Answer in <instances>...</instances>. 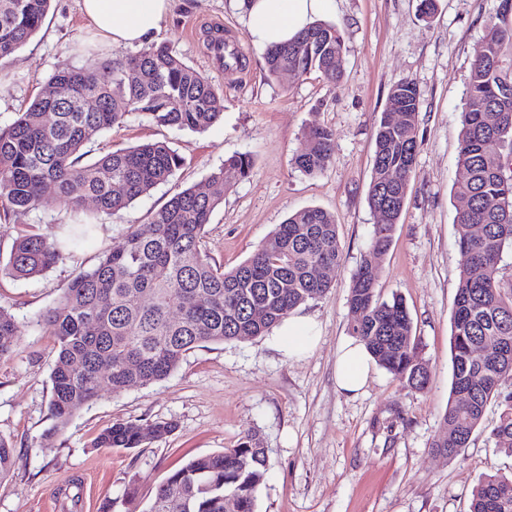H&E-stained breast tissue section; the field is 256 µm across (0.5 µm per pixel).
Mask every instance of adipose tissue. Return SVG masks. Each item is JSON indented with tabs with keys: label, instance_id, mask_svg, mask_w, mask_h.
<instances>
[{
	"label": "adipose tissue",
	"instance_id": "1",
	"mask_svg": "<svg viewBox=\"0 0 512 512\" xmlns=\"http://www.w3.org/2000/svg\"><path fill=\"white\" fill-rule=\"evenodd\" d=\"M88 26L107 44L143 45L158 31L174 0H78ZM333 0H245L251 39L270 47L288 42L327 11ZM371 356L360 341L346 344L336 361V384L354 392L367 381Z\"/></svg>",
	"mask_w": 512,
	"mask_h": 512
}]
</instances>
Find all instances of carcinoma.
Masks as SVG:
<instances>
[{
	"label": "carcinoma",
	"mask_w": 512,
	"mask_h": 512,
	"mask_svg": "<svg viewBox=\"0 0 512 512\" xmlns=\"http://www.w3.org/2000/svg\"><path fill=\"white\" fill-rule=\"evenodd\" d=\"M51 0H0V61L11 57L40 29ZM343 38L336 25L318 21L295 39L266 48L264 79L286 71L319 72L337 83L343 76ZM512 25L489 21L475 60L461 112L455 192L458 285L452 316L451 395L442 421L445 431L430 447L448 458L467 447L480 428L487 404L503 406L490 430L494 447L512 455V277L504 275L512 256ZM130 70L138 80H127ZM39 95L8 126L0 127V215L35 209L45 184L55 186L70 222L55 233L19 238L0 265L16 279L43 275L87 237L98 215L116 216L180 169L183 158L165 142L109 152L94 161L87 145L132 113L156 125L203 132L224 112V93L166 44L150 43L133 55L91 59L58 68ZM421 92L408 78L392 84L387 104L404 108L400 126L380 122L367 200L381 214L370 258L352 275L348 305L355 313L350 333L397 380L423 391L429 367L417 360L410 313L397 295L383 300L372 264L383 258L403 211L409 175L421 147L417 110ZM93 99L97 110L85 112ZM296 168L316 176L334 151L332 133L313 127ZM254 161L248 153L224 160L210 174L207 190L194 185L171 196L145 224L132 226L122 242L100 252L94 264L78 268L54 307L37 323L55 337L57 357L50 380L52 432L67 429L77 408L92 404L107 388L121 393L167 379L184 357L203 344H224L263 336L302 305L323 297L331 286L314 267L336 271L342 257L334 214L308 207L278 225L244 263L226 270L205 245V227L224 202L230 176L242 180ZM123 190H112V184ZM96 208L86 209V200ZM179 308L178 316L171 314ZM254 307L265 315L256 320ZM22 325L0 307V358L13 355ZM170 420L116 421L95 437L97 448H138L171 436ZM14 465L12 444L0 436V479ZM267 474V449L256 434L233 448L190 460L157 489L143 512H257V495ZM470 512H512V477L486 476L472 491Z\"/></svg>",
	"instance_id": "1"
}]
</instances>
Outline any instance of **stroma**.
<instances>
[{"label": "stroma", "mask_w": 512, "mask_h": 512, "mask_svg": "<svg viewBox=\"0 0 512 512\" xmlns=\"http://www.w3.org/2000/svg\"><path fill=\"white\" fill-rule=\"evenodd\" d=\"M501 0H438L430 20L419 0H334L325 14L344 39V77L319 73L269 82L263 46L247 32L242 0H174L152 42L173 47L224 93L221 120L205 132L159 127L138 114L104 132L96 153L165 141L184 160L164 184L118 216H101L94 234L40 277L0 275V306L24 325L16 353L0 359V436L14 447V466L0 480V512H144L158 486L189 459L223 452L249 432L268 455L257 512H469L471 493L492 471L512 472V457L489 441L502 407L490 402L470 444L453 459L429 446L448 406L450 339L459 248L453 186L459 113L486 22ZM238 47L239 64L215 60L213 35ZM90 30L77 0H53L37 35L0 62V125L11 123L60 66L88 58L128 55ZM416 83L422 141L392 243L378 265L382 297L401 295L429 365L418 391L374 366L359 391L336 385V358L350 341L352 275L367 254L379 220L368 206L374 131L390 86ZM331 131L334 152L310 177L294 159L312 127ZM250 153V175L228 191L206 227L213 257L231 269L249 259L278 224L308 207L336 217L341 266L327 294L298 308L315 324L316 342L289 354L275 333L195 348L167 379L120 393L102 391L78 409L68 428L51 434L50 373L55 339L38 315L59 300L79 265L146 223L173 194L204 183L236 153ZM67 214L53 192L31 213L0 218V262L13 242L47 232ZM171 420L174 434L134 449L96 448L92 441L113 421Z\"/></svg>", "instance_id": "obj_1"}]
</instances>
